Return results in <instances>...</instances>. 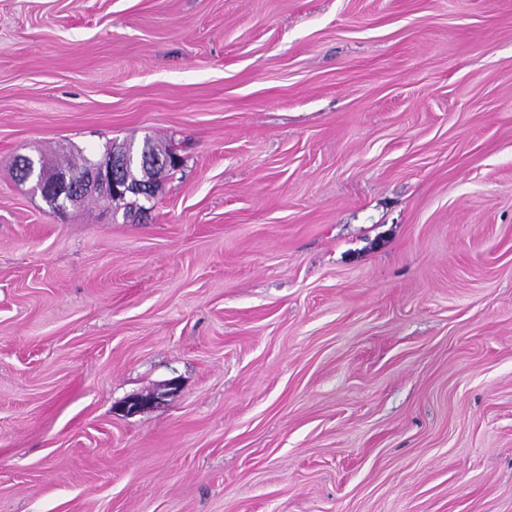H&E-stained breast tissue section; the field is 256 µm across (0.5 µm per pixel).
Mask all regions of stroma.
I'll return each mask as SVG.
<instances>
[{"label": "stroma", "mask_w": 512, "mask_h": 512, "mask_svg": "<svg viewBox=\"0 0 512 512\" xmlns=\"http://www.w3.org/2000/svg\"><path fill=\"white\" fill-rule=\"evenodd\" d=\"M0 512H512V0H0ZM129 154L122 148L107 151L104 157L90 161L82 173L76 177L63 173L60 170L79 171L91 160L82 157L80 165H67L60 170H49L42 163L38 166L31 158H25L27 164L26 180L35 182V188L39 189L43 197L53 206L56 214L65 213L69 207H74L88 196L95 195L108 206H112V199L125 197L129 191L140 192L143 197L150 199L154 190L140 186L132 188L119 179L117 173L122 166L129 163ZM25 159H22L17 167V173L24 181L22 173L25 167Z\"/></svg>", "instance_id": "35a3bbf8"}]
</instances>
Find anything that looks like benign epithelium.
<instances>
[{
  "label": "benign epithelium",
  "instance_id": "obj_1",
  "mask_svg": "<svg viewBox=\"0 0 512 512\" xmlns=\"http://www.w3.org/2000/svg\"><path fill=\"white\" fill-rule=\"evenodd\" d=\"M128 163L129 154L124 149H110L104 157L89 162L82 173L74 177L50 170L28 158L26 179L35 182V188L42 192L53 212L63 214L88 196L95 195L109 206L113 199L126 196L132 187L119 179L118 172Z\"/></svg>",
  "mask_w": 512,
  "mask_h": 512
}]
</instances>
